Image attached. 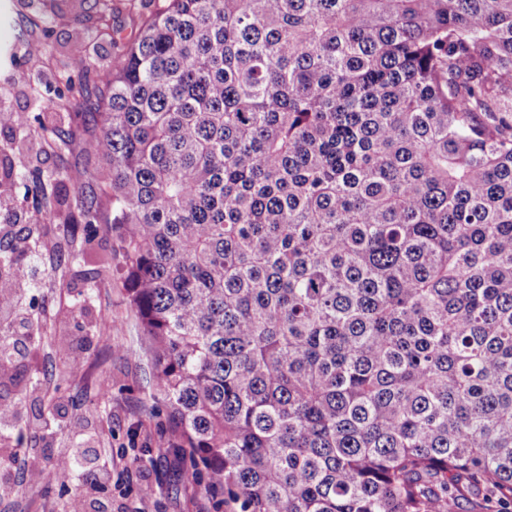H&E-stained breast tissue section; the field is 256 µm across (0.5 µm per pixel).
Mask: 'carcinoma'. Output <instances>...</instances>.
<instances>
[{
    "label": "carcinoma",
    "instance_id": "obj_1",
    "mask_svg": "<svg viewBox=\"0 0 512 512\" xmlns=\"http://www.w3.org/2000/svg\"><path fill=\"white\" fill-rule=\"evenodd\" d=\"M93 2L119 64L73 54L47 103L92 110L102 167L61 176L83 242L119 240L204 490L512 512V0H165L129 33ZM2 126L71 144L39 113ZM49 188L0 224L44 223ZM8 252L0 315L26 238Z\"/></svg>",
    "mask_w": 512,
    "mask_h": 512
}]
</instances>
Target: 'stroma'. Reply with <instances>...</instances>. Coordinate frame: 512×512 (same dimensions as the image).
I'll return each mask as SVG.
<instances>
[{
  "label": "stroma",
  "mask_w": 512,
  "mask_h": 512,
  "mask_svg": "<svg viewBox=\"0 0 512 512\" xmlns=\"http://www.w3.org/2000/svg\"><path fill=\"white\" fill-rule=\"evenodd\" d=\"M75 0H0V106L16 112H35L45 83L66 68L76 46L112 64L108 43L87 41L74 16ZM48 38L52 57L29 51L30 43ZM90 114L71 113L69 122L78 136L71 151L44 152L36 133H27L28 147L13 148L14 132L0 128V154L9 155L20 175L11 192L0 193V206L20 212L31 207L35 194L33 171L50 173L80 169L92 160L82 151L84 124ZM75 190L60 188L50 223L34 232L31 265L34 277L22 290L21 306L42 334L15 355L10 375L0 377V402L18 406L27 430L0 427V451L18 448L23 469L39 471L41 480H23V470L0 468V512H73L84 501L88 512H216L215 502L203 488L184 481L187 464L173 447L181 439L169 423L161 396L150 388L152 362L144 336L129 304L119 264L100 261L117 252L118 242L109 234L92 244L89 268L97 269L95 288L85 293L84 283L66 272L53 273L60 261L57 245L76 233L67 223ZM109 319L106 335L92 327L93 316ZM89 447L107 476L95 490L84 473L71 494L50 471L56 460L72 448ZM152 484L153 495L141 499L140 488Z\"/></svg>",
  "instance_id": "1"
}]
</instances>
